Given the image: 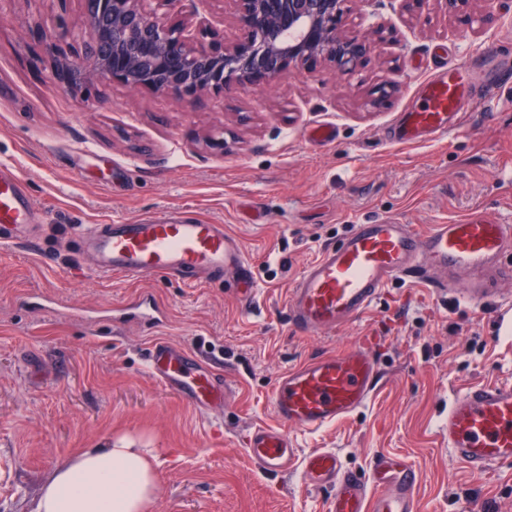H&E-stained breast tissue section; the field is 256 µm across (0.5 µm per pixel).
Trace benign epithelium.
<instances>
[{
  "label": "benign epithelium",
  "mask_w": 512,
  "mask_h": 512,
  "mask_svg": "<svg viewBox=\"0 0 512 512\" xmlns=\"http://www.w3.org/2000/svg\"><path fill=\"white\" fill-rule=\"evenodd\" d=\"M432 1L476 31L498 21L490 0H402L408 20L429 23ZM353 2L238 0V36L205 45L202 21L161 18L143 0H84L89 40L81 56L55 57L54 79L76 94L88 84L118 81L133 90L185 96L271 84L317 62L354 73L376 55L384 36L346 24Z\"/></svg>",
  "instance_id": "benign-epithelium-1"
}]
</instances>
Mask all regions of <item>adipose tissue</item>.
<instances>
[{
	"instance_id": "adipose-tissue-1",
	"label": "adipose tissue",
	"mask_w": 512,
	"mask_h": 512,
	"mask_svg": "<svg viewBox=\"0 0 512 512\" xmlns=\"http://www.w3.org/2000/svg\"><path fill=\"white\" fill-rule=\"evenodd\" d=\"M157 485L147 449L83 448L42 487L35 512H144Z\"/></svg>"
}]
</instances>
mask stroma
<instances>
[{
	"instance_id": "stroma-1",
	"label": "stroma",
	"mask_w": 512,
	"mask_h": 512,
	"mask_svg": "<svg viewBox=\"0 0 512 512\" xmlns=\"http://www.w3.org/2000/svg\"><path fill=\"white\" fill-rule=\"evenodd\" d=\"M83 13L82 0H0V163L23 179L41 245L0 247V512H34L73 451L122 440L157 451L146 512H324L326 490L256 469L244 439L276 426L271 393L283 370L362 336L375 339L383 385L348 418L294 433L297 448L334 449L358 472L383 452L406 457L420 471L417 512H512V464L473 474L439 435L467 385L512 380V335L496 312L405 280L319 336L293 330L286 308L303 267L354 225L384 217L424 233L480 213L512 222V87L486 98L481 56L492 48L512 63V0L478 33L440 10L420 27L400 0H358L350 23L385 41L356 74L317 63L196 96L56 86L50 50L81 54ZM465 60L472 85L458 131L384 138L398 112L422 105L430 75ZM321 125L334 128L333 142L311 138ZM171 212L240 239L254 264L251 310L233 279L102 278L72 243L83 224ZM145 294L158 324L107 316ZM159 338L221 365V407L196 411L152 378L146 357Z\"/></svg>"
}]
</instances>
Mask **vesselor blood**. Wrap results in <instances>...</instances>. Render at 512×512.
Returning a JSON list of instances; mask_svg holds the SVG:
<instances>
[{"label": "vessel or blood", "mask_w": 512, "mask_h": 512, "mask_svg": "<svg viewBox=\"0 0 512 512\" xmlns=\"http://www.w3.org/2000/svg\"><path fill=\"white\" fill-rule=\"evenodd\" d=\"M468 62L428 79L425 104L400 113L393 138L409 143L443 138L461 124V102L469 91ZM33 203L23 180L0 166V244H29ZM77 243L92 258L97 275L166 276L186 284L200 278L237 280V298L251 306L255 281L239 239L223 225L180 217H153L122 224H93ZM512 253V224L474 216L434 225L419 233L410 225L379 220L355 225L340 244L323 247L290 288L286 307L294 328L320 335L368 311L385 288L410 279L451 298L484 307L512 279L504 254ZM152 377L189 405L206 411L224 399V377L215 361L169 341L147 353ZM382 379L368 338L353 348L320 355L283 371L272 390L277 427L253 429L247 453L256 467L285 473L299 469L305 483L328 490L325 512H416L418 474L406 458L378 454L367 473L347 469L327 448L300 452L295 431H316L362 408ZM444 446L472 472L512 464V381L476 384L448 404L440 433Z\"/></svg>", "instance_id": "vessel-or-blood-1"}]
</instances>
